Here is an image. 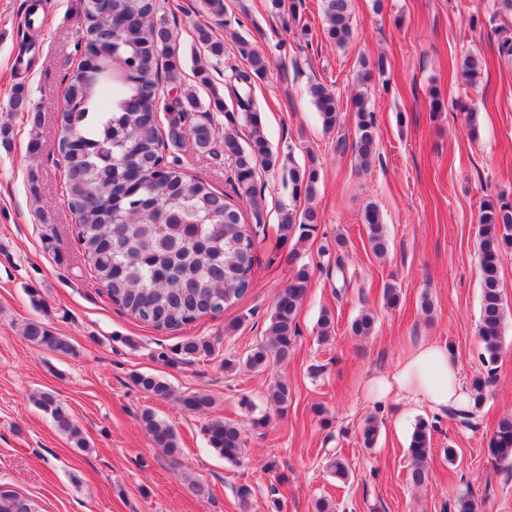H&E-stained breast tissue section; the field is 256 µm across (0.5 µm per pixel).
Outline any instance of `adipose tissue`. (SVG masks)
I'll list each match as a JSON object with an SVG mask.
<instances>
[{"instance_id": "adipose-tissue-1", "label": "adipose tissue", "mask_w": 512, "mask_h": 512, "mask_svg": "<svg viewBox=\"0 0 512 512\" xmlns=\"http://www.w3.org/2000/svg\"><path fill=\"white\" fill-rule=\"evenodd\" d=\"M374 388L378 395L397 391L436 410L464 396L447 346L436 343L415 348L391 378L376 380Z\"/></svg>"}]
</instances>
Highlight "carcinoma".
Masks as SVG:
<instances>
[{
	"instance_id": "cac0c4a2",
	"label": "carcinoma",
	"mask_w": 512,
	"mask_h": 512,
	"mask_svg": "<svg viewBox=\"0 0 512 512\" xmlns=\"http://www.w3.org/2000/svg\"><path fill=\"white\" fill-rule=\"evenodd\" d=\"M277 13H288V22L299 24L300 0H271ZM324 34L342 48L352 38L349 0H322ZM85 29L91 35L83 59L67 75L68 108L61 115L63 135L59 150L67 160L65 196L77 217L78 242L88 259L93 277L105 289L112 304L138 323L158 331H177L193 322L215 316L236 305L252 286L255 247L266 234L262 223V194L257 189L259 170L277 166L263 132L261 113L254 108L253 84L267 77V57L239 40L247 56L246 69H232L229 88L250 127L241 144L235 127L216 130L209 113H197L192 91L159 97L162 80L174 84L181 73V58L172 42V31L157 21L156 0H111L110 14L99 12L94 0H85ZM499 55L512 57V26L494 28ZM197 40L211 56L224 55V42L209 24L196 28ZM482 63L474 55L460 63V75L469 84L481 77ZM309 95L327 130L341 118L340 99L322 83L309 86ZM356 124L352 144L360 165L375 153L376 115L363 92L350 101ZM165 113L166 134H161L158 113ZM222 136L224 157L231 161L226 178L233 193L216 190L204 178L188 173L178 156H166V147H182L190 141L198 151H211ZM292 198L313 199L320 181L315 157L288 171ZM246 198L255 223L248 224L233 197ZM368 242L379 256L386 253L379 209L373 204L362 214ZM321 216L309 205L298 211L281 210L277 233L281 243L293 241L289 255L319 230ZM481 268L480 319L477 335L481 362L488 370L503 355L504 307L501 292V257L512 253V203L487 199L478 216ZM312 270L297 266L292 280L275 297L266 342L246 357L245 365L267 370L292 354L299 336V305L309 288ZM375 316L361 313L350 326L355 336H368ZM23 338L35 347L58 354L72 350L69 340L46 323L31 320L22 329ZM215 352L208 340H189L160 357L168 364L206 359ZM134 384L154 398L173 396L171 386L151 374H138ZM487 380L473 379L467 400L445 409L448 418L467 429H478V413L487 400ZM288 382L278 380L267 394V404L277 412L288 407ZM35 407L48 415L57 432L84 448L87 441L68 407L50 392L32 395ZM183 410L205 415L212 400L203 392L179 396ZM140 421L154 444L177 459L179 448L173 428L145 409ZM208 446L236 463L246 446L245 430L222 418L203 426ZM431 451V428L419 422L408 447L410 480L426 484ZM492 463L512 464V417L500 419L488 439ZM0 512H46L42 500L9 486L0 485Z\"/></svg>"
}]
</instances>
